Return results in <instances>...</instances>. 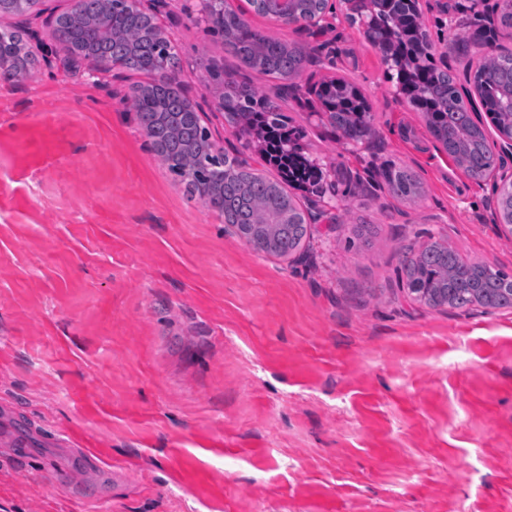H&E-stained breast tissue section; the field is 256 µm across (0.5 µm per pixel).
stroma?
Listing matches in <instances>:
<instances>
[{
	"mask_svg": "<svg viewBox=\"0 0 512 512\" xmlns=\"http://www.w3.org/2000/svg\"><path fill=\"white\" fill-rule=\"evenodd\" d=\"M233 2L316 48L285 112L322 180L293 192L353 213L311 225L287 258L187 195L126 103L137 75L69 65L53 35L68 0L0 14L35 59L0 81V512H512V308H430L401 278L405 247L439 237L512 273L492 182L396 101L395 71L343 0L312 40ZM197 8L158 14L177 77L211 141L263 169L217 91L278 82L227 54ZM424 22L459 73L458 32L488 16L457 26L428 8ZM340 76L373 106L356 147L311 92ZM391 162L419 176L414 200L383 189Z\"/></svg>",
	"mask_w": 512,
	"mask_h": 512,
	"instance_id": "1",
	"label": "stroma"
}]
</instances>
